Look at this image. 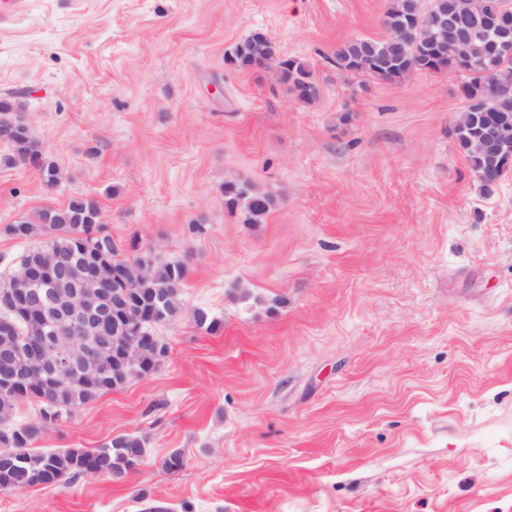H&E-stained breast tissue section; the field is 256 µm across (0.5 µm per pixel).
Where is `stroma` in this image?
Returning <instances> with one entry per match:
<instances>
[{
	"label": "stroma",
	"mask_w": 512,
	"mask_h": 512,
	"mask_svg": "<svg viewBox=\"0 0 512 512\" xmlns=\"http://www.w3.org/2000/svg\"><path fill=\"white\" fill-rule=\"evenodd\" d=\"M387 5L24 0L0 20V101L60 172L45 187L0 140V281L31 247L7 225L75 196L124 257L188 267L158 370L36 444L135 434L139 470L0 491V512H512V173L484 192L461 153L459 73L337 69ZM255 32L313 100L276 63H225ZM230 182L274 198L261 223ZM279 66L281 77L293 84L302 100L310 101L316 96L317 87L312 73L303 62L294 58H286L279 62Z\"/></svg>",
	"instance_id": "stroma-1"
}]
</instances>
